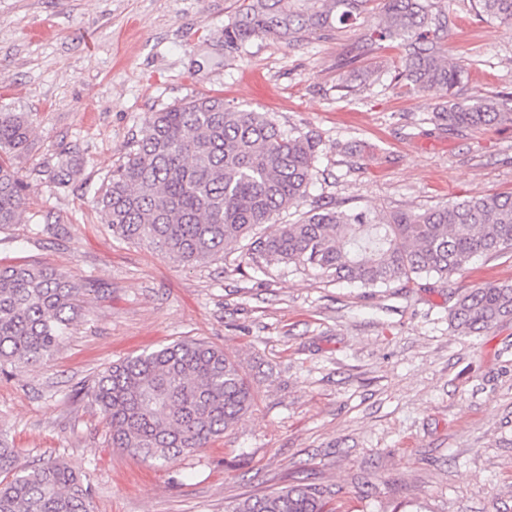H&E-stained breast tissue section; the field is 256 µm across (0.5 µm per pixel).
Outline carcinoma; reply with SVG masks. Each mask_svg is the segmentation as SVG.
<instances>
[{
    "instance_id": "cac0c4a2",
    "label": "carcinoma",
    "mask_w": 512,
    "mask_h": 512,
    "mask_svg": "<svg viewBox=\"0 0 512 512\" xmlns=\"http://www.w3.org/2000/svg\"><path fill=\"white\" fill-rule=\"evenodd\" d=\"M371 0H243L224 25V45L255 38L298 42L358 19ZM488 17L512 25V0H478ZM448 15L439 0H382L371 41L398 39L404 50L392 81L413 92L438 90L444 129L512 123V98L457 101L464 65L448 62L440 40ZM32 134L26 112H0V226L19 223L28 182L10 159ZM320 140L284 132L269 112L235 109L221 96L179 102L145 117L140 137L95 192L101 223L131 242L147 239L186 264L214 260L239 244L269 262L320 271L365 288L422 275L447 283L480 254L512 252V193L452 200L381 218L313 201L293 223L275 216L307 201ZM75 170L66 160L40 175L58 186ZM271 224V232L255 230ZM85 288L49 268L0 266V368L49 360L77 320ZM450 325L486 332L512 317V284L452 288ZM88 395L109 426L112 447L161 466L205 448L233 429L254 402L236 360L188 339L112 364ZM0 512H91L79 476L59 462L30 464L0 438ZM231 512H339L330 492L287 485L245 498Z\"/></svg>"
}]
</instances>
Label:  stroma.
I'll use <instances>...</instances> for the list:
<instances>
[{
  "mask_svg": "<svg viewBox=\"0 0 512 512\" xmlns=\"http://www.w3.org/2000/svg\"><path fill=\"white\" fill-rule=\"evenodd\" d=\"M242 0H0V110L29 113L12 162L25 212L0 227V264L83 283L81 314L47 363L0 372V434L27 460L61 461L93 512H230L290 483L341 512H512V317L450 327L449 287L363 288L238 249L179 265L101 224L93 198L147 113L204 95L269 112L321 140L310 198L382 216L512 192V123L439 129L441 92L391 84L396 40L371 42L378 0L330 36L224 44ZM461 98L512 96V28L476 0H443ZM374 83H343L353 70ZM68 150L65 188L36 174ZM512 283V253L477 257L462 288ZM201 339L251 382L247 415L164 467L113 447L87 389L113 363Z\"/></svg>",
  "mask_w": 512,
  "mask_h": 512,
  "instance_id": "1",
  "label": "stroma"
}]
</instances>
